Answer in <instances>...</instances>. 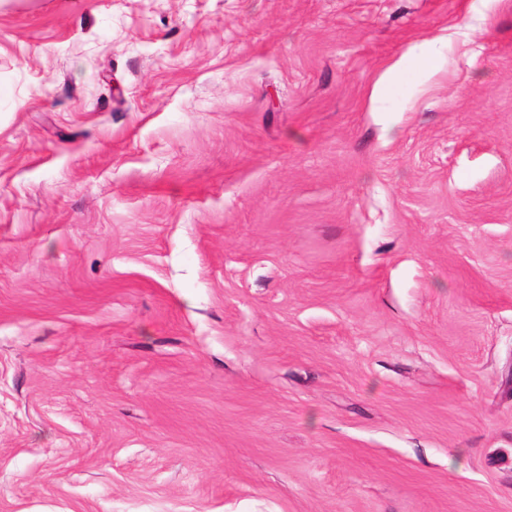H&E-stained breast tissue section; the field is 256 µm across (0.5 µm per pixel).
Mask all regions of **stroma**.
Wrapping results in <instances>:
<instances>
[{
    "mask_svg": "<svg viewBox=\"0 0 512 512\" xmlns=\"http://www.w3.org/2000/svg\"><path fill=\"white\" fill-rule=\"evenodd\" d=\"M0 512H512V0H0Z\"/></svg>",
    "mask_w": 512,
    "mask_h": 512,
    "instance_id": "35a3bbf8",
    "label": "stroma"
}]
</instances>
